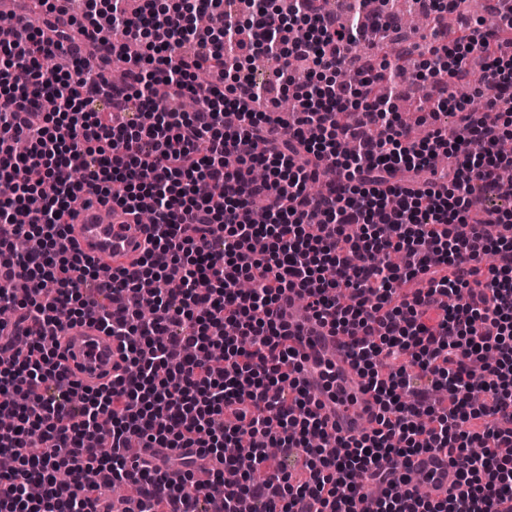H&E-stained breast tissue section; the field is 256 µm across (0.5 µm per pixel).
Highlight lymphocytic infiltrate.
<instances>
[{
	"label": "lymphocytic infiltrate",
	"mask_w": 512,
	"mask_h": 512,
	"mask_svg": "<svg viewBox=\"0 0 512 512\" xmlns=\"http://www.w3.org/2000/svg\"><path fill=\"white\" fill-rule=\"evenodd\" d=\"M27 35L0 42V352L17 338L24 356L0 362V512H90L112 500L132 469L139 512H495L512 503V210L489 207L498 172L512 165L497 146L511 136L512 16L494 41L471 36L431 50L441 112L457 128L405 138L394 83L373 93V62L349 79L314 74L345 67L347 48L399 32L397 14L358 12L341 21L316 0H290L289 15L314 21L285 35L264 0H202L215 24L109 0L72 28L51 18L59 0H30ZM144 45L138 57L111 38ZM73 44L69 66L43 61ZM274 60L270 90L296 103L293 124L276 117L245 59ZM480 72L489 95L474 115L449 84ZM194 98V112L182 109ZM362 112L356 125L343 112ZM266 171L255 179V165ZM342 186L308 192L323 166ZM92 194L134 215L152 210L140 261L101 280L70 251L63 222ZM263 203L268 221L251 220ZM32 244L14 255L18 236ZM399 251L403 266L379 262ZM424 285L401 291L410 278ZM153 293L155 315L139 303ZM305 299L309 317L349 339L351 358L379 405L376 428L328 432L299 377L284 308ZM96 318L122 340L125 365L111 386L77 393L48 340L64 323ZM480 375L491 403L474 405ZM448 392L449 406L436 404ZM151 458L127 456L130 438ZM249 439L248 461L228 448ZM440 452L460 463L455 492L420 495L380 460ZM217 462L216 494L199 499V458ZM282 471L251 480L272 461ZM180 481H172L171 471ZM378 488L366 499L365 487Z\"/></svg>",
	"instance_id": "obj_1"
}]
</instances>
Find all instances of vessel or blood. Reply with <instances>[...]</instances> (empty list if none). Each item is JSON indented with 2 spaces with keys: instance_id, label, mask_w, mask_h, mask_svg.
I'll use <instances>...</instances> for the list:
<instances>
[{
  "instance_id": "b4317fda",
  "label": "vessel or blood",
  "mask_w": 512,
  "mask_h": 512,
  "mask_svg": "<svg viewBox=\"0 0 512 512\" xmlns=\"http://www.w3.org/2000/svg\"><path fill=\"white\" fill-rule=\"evenodd\" d=\"M71 231L65 244L93 257L97 265L112 271L139 259L148 239L145 225L117 204L92 203L79 208L70 221ZM290 345L305 358L302 379L315 396L331 431L344 436L373 428L378 406L359 368L346 357L340 336H292ZM61 368L82 392L108 383L123 364L121 343L107 336L94 323L65 328L53 340ZM333 369L336 381L325 388V369ZM411 469L423 496L441 499L449 495L457 482V471L446 455L426 453L412 460Z\"/></svg>"
}]
</instances>
